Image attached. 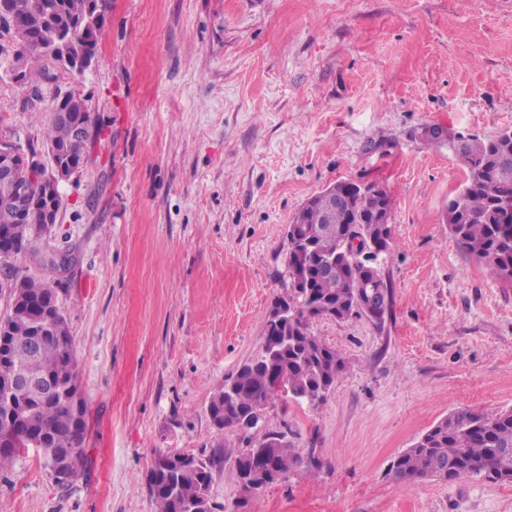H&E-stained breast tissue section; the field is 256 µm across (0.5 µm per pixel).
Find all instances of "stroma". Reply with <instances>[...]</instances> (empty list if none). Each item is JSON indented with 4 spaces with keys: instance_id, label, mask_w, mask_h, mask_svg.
Listing matches in <instances>:
<instances>
[{
    "instance_id": "obj_1",
    "label": "stroma",
    "mask_w": 512,
    "mask_h": 512,
    "mask_svg": "<svg viewBox=\"0 0 512 512\" xmlns=\"http://www.w3.org/2000/svg\"><path fill=\"white\" fill-rule=\"evenodd\" d=\"M80 80L0 70V140L49 162L59 93L87 99V158L20 274L56 288L88 406L86 466L57 485L36 450L0 473V512H156V454L281 431L300 457L244 512H512V483L408 485L390 465L449 413L512 410V284L449 233L466 171L424 127L512 129V0H110ZM339 181L393 200L383 323L321 318L345 362L317 407L276 399L216 429L214 391L256 358L288 281L286 227Z\"/></svg>"
}]
</instances>
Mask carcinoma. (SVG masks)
<instances>
[{
    "label": "carcinoma",
    "instance_id": "cac0c4a2",
    "mask_svg": "<svg viewBox=\"0 0 512 512\" xmlns=\"http://www.w3.org/2000/svg\"><path fill=\"white\" fill-rule=\"evenodd\" d=\"M8 15H0V26L12 31L20 44L14 57L7 61V71L17 81H25L34 72L51 63L71 74L76 60L86 50L96 51L103 32V18L95 17V0H7ZM55 110H68L90 119L86 100L68 91L57 97ZM48 151L52 162L60 164L80 159L87 144L79 139L72 123L52 118L47 131ZM454 156L467 171L465 181L449 199L446 224L459 246L484 264L491 276L512 284V129L491 138L480 139L475 150L448 143ZM16 177L24 182L31 167L42 162L37 153L16 148ZM63 205L59 189L40 195L33 202L29 218L14 220L11 206L0 191V229L7 230L19 242L16 254L38 251L37 241L47 232L45 211H60ZM392 198L387 190L375 200L358 194L347 196L343 203L317 193L310 197L292 218L298 236L316 249L298 250L293 236H288L286 266L288 288L272 305L285 303L298 317L279 325H265L261 355L241 369L235 378L234 395L224 399V388L217 389L208 406L209 414L227 420L226 427L246 415H257L270 402L274 378L288 380L298 404L311 407L323 402L324 390L334 386L344 370L338 352L313 334L314 320L328 316L345 320L363 314L358 294L368 284L374 285L379 298L391 296L390 286L381 264L391 256ZM384 231L383 251L373 257H353L338 263L332 271L320 265L318 249L330 241L352 236L362 240L377 230ZM11 293L8 315L0 321V380L32 367L49 378L56 394L48 399L0 396V438L15 433L27 435L37 443L44 467L70 460L69 486L81 473L86 460L84 448L87 430V407L84 398L73 399L81 391L79 372L72 350V336L60 309L51 314L38 312L37 304L50 306L58 294L50 284L19 275L13 265L5 273ZM39 343L36 358L27 349L30 341ZM281 432L264 435L270 450L277 451L276 463L287 473L299 463L295 446L282 442ZM501 448H512V411L488 416L473 410H457L433 424L418 439L417 446L407 448L392 461L395 479L412 483L431 477L440 466L454 467L451 479L483 475V467L495 461ZM251 448L224 455L229 473L240 479L249 463ZM219 464L216 455L183 453L176 458L157 455L149 470L153 483L150 492L161 503L163 512H192L199 496L212 479Z\"/></svg>",
    "mask_w": 512,
    "mask_h": 512
}]
</instances>
